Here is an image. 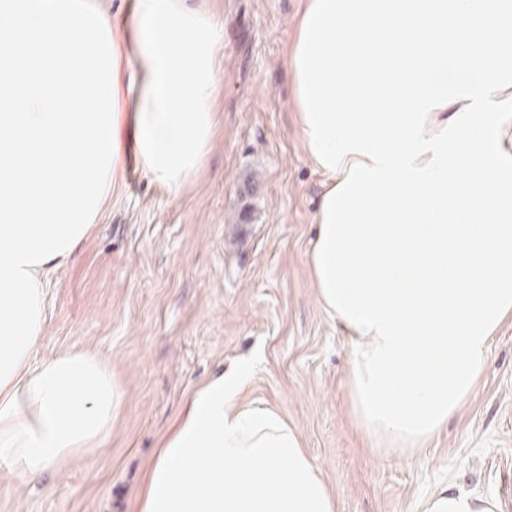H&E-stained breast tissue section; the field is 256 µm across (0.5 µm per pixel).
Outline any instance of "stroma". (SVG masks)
<instances>
[{
    "mask_svg": "<svg viewBox=\"0 0 512 512\" xmlns=\"http://www.w3.org/2000/svg\"><path fill=\"white\" fill-rule=\"evenodd\" d=\"M224 26L221 115L205 165L179 194L127 160L116 192L46 298L42 361L104 358L123 402L109 441L61 468L0 471V512H130L187 399L243 362L244 407L300 435L338 512H421L444 487L497 499L512 482V318L471 396L423 447H370L349 392L352 353L319 301L309 252L321 177L302 146L287 48L302 0H194Z\"/></svg>",
    "mask_w": 512,
    "mask_h": 512,
    "instance_id": "35a3bbf8",
    "label": "stroma"
}]
</instances>
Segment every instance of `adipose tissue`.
<instances>
[{
	"instance_id": "obj_1",
	"label": "adipose tissue",
	"mask_w": 512,
	"mask_h": 512,
	"mask_svg": "<svg viewBox=\"0 0 512 512\" xmlns=\"http://www.w3.org/2000/svg\"><path fill=\"white\" fill-rule=\"evenodd\" d=\"M223 30L187 0H0V467L20 477L104 444L106 361L37 362L52 274L116 190L122 143L169 193L203 166ZM323 178L310 265L352 347L358 424L408 451L472 394L512 316V0H305L287 53ZM244 363L196 389L137 512H337L297 431L239 407ZM442 488L423 512H495Z\"/></svg>"
}]
</instances>
